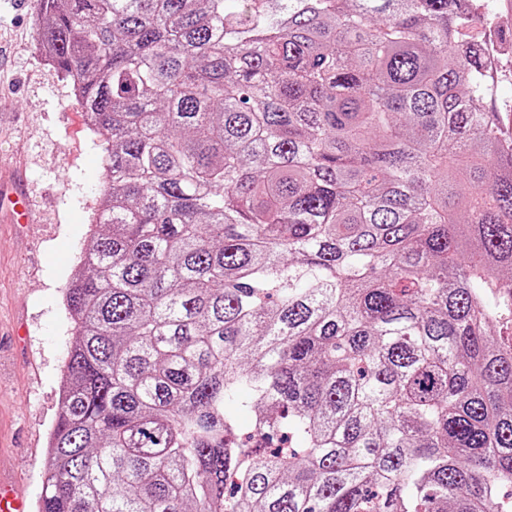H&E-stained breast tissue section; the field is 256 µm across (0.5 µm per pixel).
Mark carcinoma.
Returning a JSON list of instances; mask_svg holds the SVG:
<instances>
[{"instance_id":"1","label":"carcinoma","mask_w":512,"mask_h":512,"mask_svg":"<svg viewBox=\"0 0 512 512\" xmlns=\"http://www.w3.org/2000/svg\"><path fill=\"white\" fill-rule=\"evenodd\" d=\"M466 2L39 0L105 189L37 512H504L512 164Z\"/></svg>"}]
</instances>
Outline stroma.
I'll use <instances>...</instances> for the list:
<instances>
[{
    "label": "stroma",
    "instance_id": "stroma-1",
    "mask_svg": "<svg viewBox=\"0 0 512 512\" xmlns=\"http://www.w3.org/2000/svg\"><path fill=\"white\" fill-rule=\"evenodd\" d=\"M37 0H0V194L26 193L28 224L0 220V479L28 508L56 420L71 323L63 289L86 241L103 175L101 151L61 72L41 58ZM508 75L491 103L512 126V0H496Z\"/></svg>",
    "mask_w": 512,
    "mask_h": 512
}]
</instances>
